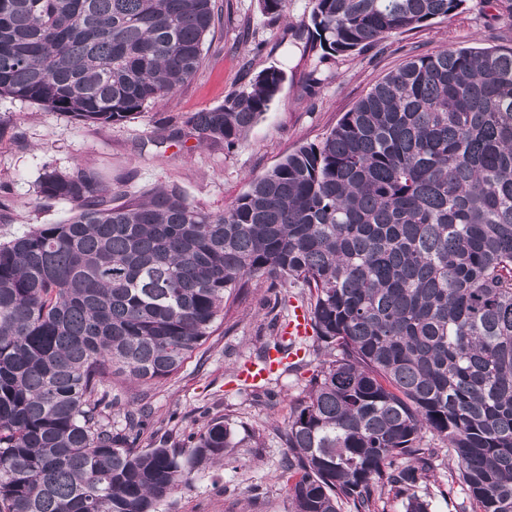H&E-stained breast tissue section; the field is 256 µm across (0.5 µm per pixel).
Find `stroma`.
Listing matches in <instances>:
<instances>
[{"label":"stroma","instance_id":"35a3bbf8","mask_svg":"<svg viewBox=\"0 0 512 512\" xmlns=\"http://www.w3.org/2000/svg\"><path fill=\"white\" fill-rule=\"evenodd\" d=\"M232 4L231 21L216 22L209 34L196 75L165 102L123 123L86 124L0 97V242L70 216L69 202L40 198L38 183L45 170L91 167L104 185L131 196L176 186L189 201L218 212L245 191L249 177L272 169L297 146L321 140L410 52L512 46V16L487 0H467L463 12L447 21L393 35L387 44L317 69L293 37L309 15L310 0H288L286 15L276 21L262 15L257 0ZM248 59L257 71L282 69L286 81L241 143L227 149L170 138L183 116L216 107L248 84L242 69ZM306 301V290L296 286L273 292L254 286L177 375L152 386L115 382L113 430L123 429L129 403L142 399L152 408L141 447L163 438L177 443L181 434L200 430L219 416L238 428L240 444L230 457L195 475L188 487L161 503L159 512H291L281 428L330 354L317 348L300 372L274 376L269 398L252 391L239 374L256 364L261 347L272 341L273 323L287 321Z\"/></svg>","mask_w":512,"mask_h":512}]
</instances>
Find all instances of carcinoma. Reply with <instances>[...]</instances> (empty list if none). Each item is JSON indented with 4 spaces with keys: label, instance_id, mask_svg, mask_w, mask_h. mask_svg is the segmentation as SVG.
I'll return each mask as SVG.
<instances>
[{
    "label": "carcinoma",
    "instance_id": "1",
    "mask_svg": "<svg viewBox=\"0 0 512 512\" xmlns=\"http://www.w3.org/2000/svg\"><path fill=\"white\" fill-rule=\"evenodd\" d=\"M270 18L288 0H258ZM317 63L466 0H311ZM216 0H0V97L87 124L158 105L203 63ZM285 80L274 66L179 136L232 146ZM39 195L72 215L0 243V512H157L238 447L222 417L184 446L112 432V380L175 375L251 280L308 291L339 351L285 423L292 512H432L433 449L458 512H512V47L411 55L317 143L219 212L177 187L127 199L82 165Z\"/></svg>",
    "mask_w": 512,
    "mask_h": 512
}]
</instances>
